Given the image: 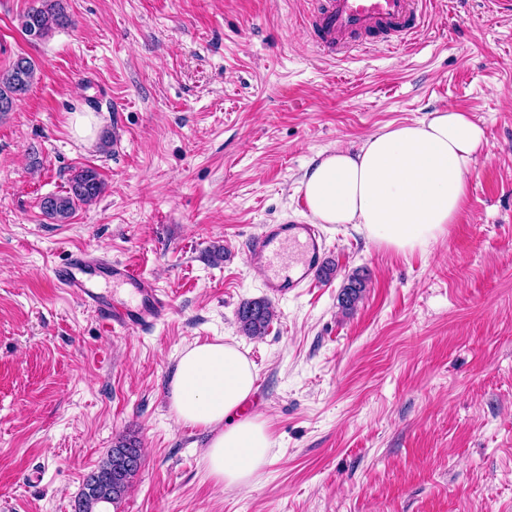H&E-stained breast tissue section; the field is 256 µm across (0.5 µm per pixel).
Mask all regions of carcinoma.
Wrapping results in <instances>:
<instances>
[{
	"label": "carcinoma",
	"mask_w": 512,
	"mask_h": 512,
	"mask_svg": "<svg viewBox=\"0 0 512 512\" xmlns=\"http://www.w3.org/2000/svg\"><path fill=\"white\" fill-rule=\"evenodd\" d=\"M40 5L29 8L20 17L22 33H37V39L49 36L53 28L71 24L64 0H39ZM36 77L34 62L25 56L17 57L3 73L0 72V113L11 112L33 84ZM103 191V182L93 168H85L68 180V187L60 194L43 198L41 208L45 216L55 223L69 221L77 205L96 200ZM365 288L363 277L353 274L339 295L341 305L347 310L354 308ZM276 317L272 303L264 298L245 300L240 303L236 319L239 331L256 339L264 336ZM143 459L142 448L134 438L123 437L114 443L106 456L95 468L98 478L84 480L75 499L73 512H96L99 505L116 504L127 493L140 466H132V457Z\"/></svg>",
	"instance_id": "1"
}]
</instances>
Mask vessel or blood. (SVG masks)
<instances>
[{"label": "vessel or blood", "instance_id": "b4317fda", "mask_svg": "<svg viewBox=\"0 0 512 512\" xmlns=\"http://www.w3.org/2000/svg\"><path fill=\"white\" fill-rule=\"evenodd\" d=\"M314 46L329 57H347L378 47H410L426 23L425 0H306ZM323 235L317 225L268 224L250 238L248 252L267 270L266 288L278 296L315 283L322 265ZM83 254H73L56 280L80 295L108 328L147 330L165 319L170 302L142 271L124 262L103 261L113 282L131 299L110 300L87 286Z\"/></svg>", "mask_w": 512, "mask_h": 512}]
</instances>
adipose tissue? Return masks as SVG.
<instances>
[{
	"instance_id": "1",
	"label": "adipose tissue",
	"mask_w": 512,
	"mask_h": 512,
	"mask_svg": "<svg viewBox=\"0 0 512 512\" xmlns=\"http://www.w3.org/2000/svg\"><path fill=\"white\" fill-rule=\"evenodd\" d=\"M485 144L483 126L453 109L385 126L359 149L317 154L304 178L310 214L356 225L389 250H427L456 222ZM256 378L239 348L218 338L184 347L170 379L176 421L209 431L207 470L228 489L253 486L272 461L266 420L246 411Z\"/></svg>"
}]
</instances>
